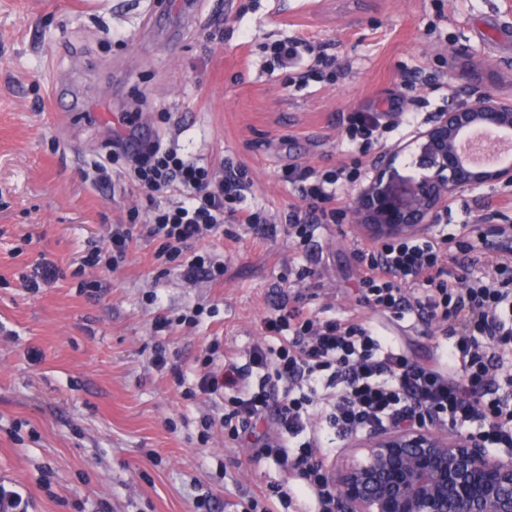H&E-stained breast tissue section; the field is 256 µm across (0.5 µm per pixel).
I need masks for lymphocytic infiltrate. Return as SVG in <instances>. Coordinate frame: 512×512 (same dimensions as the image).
I'll use <instances>...</instances> for the list:
<instances>
[{
    "label": "lymphocytic infiltrate",
    "instance_id": "obj_1",
    "mask_svg": "<svg viewBox=\"0 0 512 512\" xmlns=\"http://www.w3.org/2000/svg\"><path fill=\"white\" fill-rule=\"evenodd\" d=\"M270 66L304 67L300 79L336 78L334 61L315 56L301 38L266 44ZM112 133V162L122 163L131 189L143 196L148 221L138 209L111 224L100 245L82 256L81 267L117 270L140 238L157 241L161 273L177 270L190 280L219 283L224 262L193 244L224 235L228 223L251 230L263 241L285 237L291 247L309 246L317 232L345 212V192L366 170L365 159L388 128L377 117L351 113L344 140L347 156L338 166L284 169L280 180L297 195L284 223L268 220L261 208L245 207L251 186L246 169L225 163L222 176L199 159L162 140L144 137L133 118ZM481 257L484 276L454 273L453 252ZM359 286L367 306L383 314L434 326L448 338L439 363L413 360L396 337L384 333L365 313L350 310L323 319L304 303L302 287L313 278L307 266L289 270L284 303L266 317L264 338L247 362L221 354L212 340L198 362L193 384L163 346L151 365L169 372L183 395H222L221 415L202 414L198 438L208 444L215 430L237 444L254 443L259 455L277 459L289 484L275 497L251 496L246 512H279L304 497L315 512H336V491L321 458L330 448L325 433L346 440L370 430L425 423L463 427L478 423L475 438L492 448L512 447V254L489 241H453L439 232L392 239L355 250Z\"/></svg>",
    "mask_w": 512,
    "mask_h": 512
}]
</instances>
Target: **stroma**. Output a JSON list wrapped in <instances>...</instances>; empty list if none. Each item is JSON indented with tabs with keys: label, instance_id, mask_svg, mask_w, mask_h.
Here are the masks:
<instances>
[{
	"label": "stroma",
	"instance_id": "1",
	"mask_svg": "<svg viewBox=\"0 0 512 512\" xmlns=\"http://www.w3.org/2000/svg\"><path fill=\"white\" fill-rule=\"evenodd\" d=\"M287 36L334 55L335 84L268 72L262 43ZM461 67L480 87H512V0H0V482L23 491L28 512H196L207 495L215 512H242L283 468L219 433L200 444L195 419L220 401L185 399L150 367L152 350L166 347L187 375L215 337L246 357L292 265L314 270L318 316L364 306L353 250L365 237L349 216L307 253L245 231L210 241L227 258L219 285L158 275L144 238L100 274L101 297L81 293L89 242L144 203L122 178L95 181L122 117L140 113L215 170L245 164L248 204L281 219L294 201L282 169L336 166L352 112L399 124L372 158L411 141L466 101ZM449 208V234L477 215L512 223V186L462 190ZM196 306L207 309L198 326L176 324ZM159 315L170 329L154 330ZM370 318L415 361L435 360L436 328Z\"/></svg>",
	"mask_w": 512,
	"mask_h": 512
}]
</instances>
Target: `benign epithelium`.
<instances>
[{
  "instance_id": "obj_1",
  "label": "benign epithelium",
  "mask_w": 512,
  "mask_h": 512,
  "mask_svg": "<svg viewBox=\"0 0 512 512\" xmlns=\"http://www.w3.org/2000/svg\"><path fill=\"white\" fill-rule=\"evenodd\" d=\"M476 129L512 133V90L472 89L465 103L436 115L420 131L417 163L427 174L399 193L390 177L400 152L380 157L356 194L353 215L373 241L429 231L464 188L512 185V164L477 166L460 151ZM485 233L512 252V225ZM360 457L330 471L336 512H512V454L500 456L476 441L429 425L371 430L351 439Z\"/></svg>"
}]
</instances>
